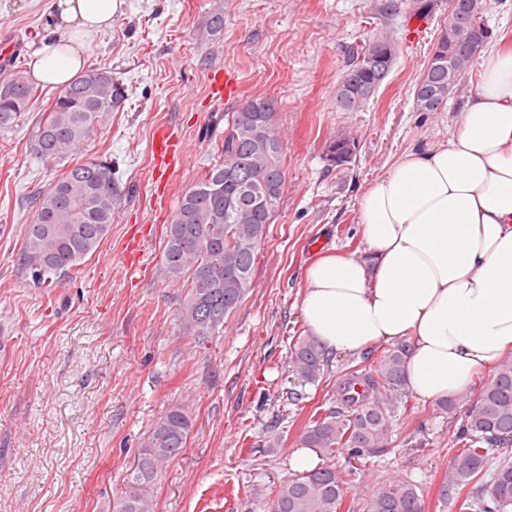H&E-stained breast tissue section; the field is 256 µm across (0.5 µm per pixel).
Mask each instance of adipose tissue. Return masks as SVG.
Masks as SVG:
<instances>
[{
    "label": "adipose tissue",
    "instance_id": "ef3b65f1",
    "mask_svg": "<svg viewBox=\"0 0 512 512\" xmlns=\"http://www.w3.org/2000/svg\"><path fill=\"white\" fill-rule=\"evenodd\" d=\"M118 6L50 0L56 35L31 76L72 81ZM480 58L448 135L415 141L360 196L364 253L329 250L305 268L301 317L326 353L407 342V381L425 401L465 393L512 352V48Z\"/></svg>",
    "mask_w": 512,
    "mask_h": 512
}]
</instances>
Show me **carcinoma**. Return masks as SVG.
<instances>
[{"instance_id":"obj_1","label":"carcinoma","mask_w":512,"mask_h":512,"mask_svg":"<svg viewBox=\"0 0 512 512\" xmlns=\"http://www.w3.org/2000/svg\"><path fill=\"white\" fill-rule=\"evenodd\" d=\"M465 9L460 26L443 23L414 88L415 110L441 112L448 102V81L459 89L467 80L489 31L482 23L483 0H459ZM397 39L379 33L362 47L340 76L336 107L358 112L393 70ZM37 94L23 71L0 78V130L26 111ZM125 88L112 72L89 69L56 96L33 127L30 151L52 169L120 110ZM228 135L218 146L220 161L190 184L165 226L160 276L182 284L177 319L183 332L203 349L253 288L256 260L286 187L283 142L274 113L237 108L224 115ZM124 199L112 160L72 162L30 198L33 220L27 225L18 265L36 282L51 275L79 272L108 238ZM407 344L379 357V368L362 372L345 364L336 384V408L314 415L301 432L302 445L329 460L275 487L269 512H340L350 480L336 471V459L356 474L360 460L387 442L394 418L407 394L404 360ZM289 359L306 383H315L333 358L309 333L292 338ZM470 408L453 433L456 447L440 497L464 496L461 512H512V357L469 396ZM194 429L190 411L178 404L152 423L132 463L130 488L108 501L105 512H150L149 493L164 463L185 451ZM367 512H423L417 487L395 480L373 496Z\"/></svg>"}]
</instances>
